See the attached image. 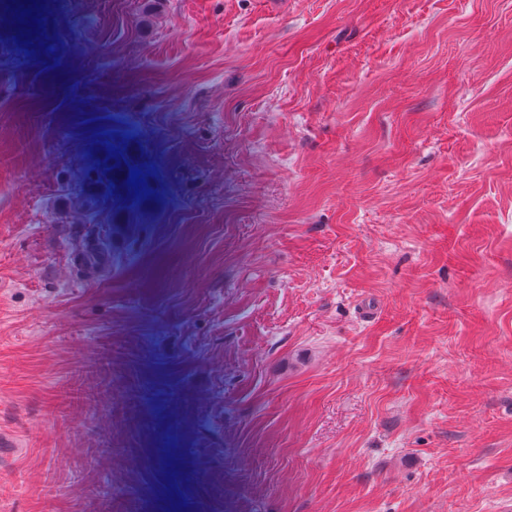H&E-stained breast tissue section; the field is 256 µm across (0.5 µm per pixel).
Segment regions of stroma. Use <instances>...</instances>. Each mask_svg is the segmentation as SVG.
Here are the masks:
<instances>
[{
    "label": "stroma",
    "mask_w": 512,
    "mask_h": 512,
    "mask_svg": "<svg viewBox=\"0 0 512 512\" xmlns=\"http://www.w3.org/2000/svg\"><path fill=\"white\" fill-rule=\"evenodd\" d=\"M140 7L0 36V512H512V0ZM109 158L110 157H101L91 160L86 171L87 180L99 185L103 191L111 197L113 196V193L116 194L118 200L124 202L123 195H126V192L114 185L112 163H106V160ZM101 159H104V162H101Z\"/></svg>",
    "instance_id": "obj_1"
}]
</instances>
